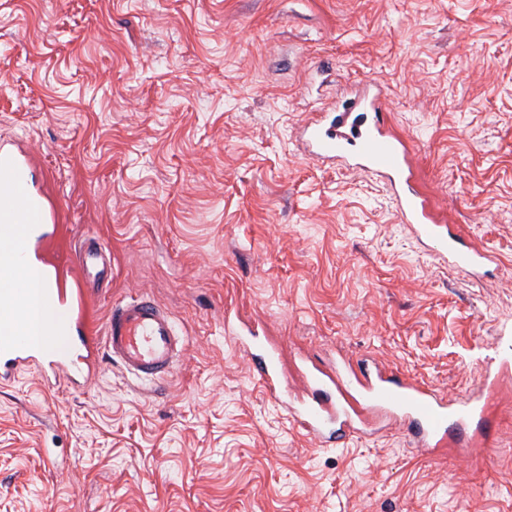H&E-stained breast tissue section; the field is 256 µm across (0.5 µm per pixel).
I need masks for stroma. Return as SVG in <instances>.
<instances>
[{
  "label": "stroma",
  "mask_w": 512,
  "mask_h": 512,
  "mask_svg": "<svg viewBox=\"0 0 512 512\" xmlns=\"http://www.w3.org/2000/svg\"><path fill=\"white\" fill-rule=\"evenodd\" d=\"M370 80L487 277L401 224L383 176L300 151ZM0 148L44 203L45 259L92 283L95 333L147 294L185 339L161 385L102 348L81 386L0 385V512H512V378L482 455L388 421L323 448L237 342H280L293 388L343 356L450 399L512 357V0H0ZM88 236L105 272L75 256Z\"/></svg>",
  "instance_id": "1"
}]
</instances>
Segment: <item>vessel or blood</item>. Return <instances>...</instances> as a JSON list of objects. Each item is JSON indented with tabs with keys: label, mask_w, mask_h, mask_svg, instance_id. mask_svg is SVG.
Instances as JSON below:
<instances>
[{
	"label": "vessel or blood",
	"mask_w": 512,
	"mask_h": 512,
	"mask_svg": "<svg viewBox=\"0 0 512 512\" xmlns=\"http://www.w3.org/2000/svg\"><path fill=\"white\" fill-rule=\"evenodd\" d=\"M366 94L342 103L338 112L326 113L306 125L300 149L323 161L347 159L354 166L385 175L394 192L401 223L410 225L416 237L447 257L450 266L475 277L488 274L496 257L477 248L454 227L439 223L428 213L426 202L411 185L406 158L389 131L380 84L369 82ZM24 181L13 182L0 197V383L11 382L19 370L38 367L42 375L65 370L87 376L91 373L94 337H71L67 351H57L58 337L42 332L25 338L18 329V312L27 290L15 281L22 264L32 267L43 288L36 291V306L87 320L81 290L68 286L65 277L54 275L38 250V230H25L12 218L10 205L29 200ZM105 348L111 358L141 379L166 381L181 358L185 344L166 309L147 295L113 305L104 326ZM241 344L252 351L254 368L274 398L284 386L277 369V352L265 347L259 337L244 336ZM508 363L487 366L479 390L456 400H447L429 386L386 368L344 363L327 372L308 374L309 391L289 406L299 427L317 443L334 445L348 436L373 430L380 417L401 419L418 449L431 452L451 446H489L491 422L484 402L486 392L500 387Z\"/></svg>",
	"instance_id": "b4317fda"
}]
</instances>
